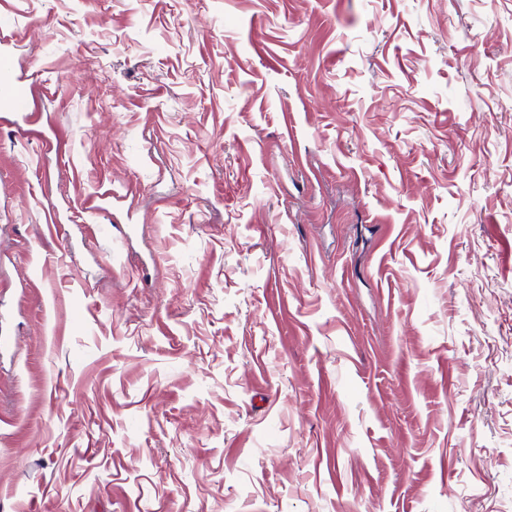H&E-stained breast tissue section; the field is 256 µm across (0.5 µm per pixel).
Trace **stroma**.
Returning a JSON list of instances; mask_svg holds the SVG:
<instances>
[{"label": "stroma", "instance_id": "35a3bbf8", "mask_svg": "<svg viewBox=\"0 0 512 512\" xmlns=\"http://www.w3.org/2000/svg\"><path fill=\"white\" fill-rule=\"evenodd\" d=\"M11 2L0 512H512V0ZM35 95V84L28 78H13L0 81V103L9 112L26 114Z\"/></svg>", "mask_w": 512, "mask_h": 512}]
</instances>
